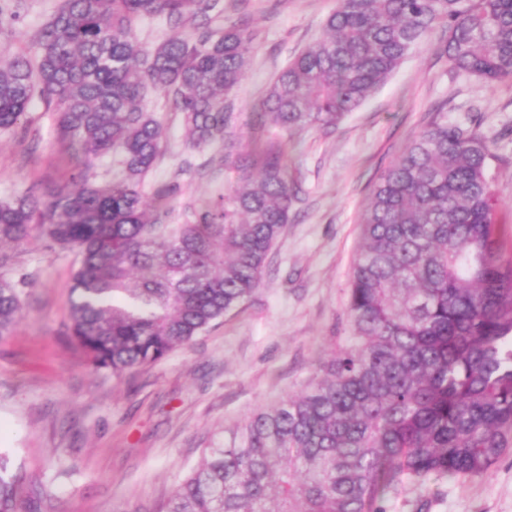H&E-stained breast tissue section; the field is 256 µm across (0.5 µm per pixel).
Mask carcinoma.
<instances>
[{
	"instance_id": "carcinoma-1",
	"label": "carcinoma",
	"mask_w": 512,
	"mask_h": 512,
	"mask_svg": "<svg viewBox=\"0 0 512 512\" xmlns=\"http://www.w3.org/2000/svg\"><path fill=\"white\" fill-rule=\"evenodd\" d=\"M221 0H63L37 51H0V132L40 97L90 157L119 156L122 176L78 175L43 200L0 203L3 245L33 233L75 250L72 336L83 361L116 376L188 345L260 287L297 190L288 140L359 107L437 28L448 65L486 86L512 80V0H336L323 37L292 59L253 106L238 181L192 224H161L167 189L146 176L165 128L148 91L170 101L194 147L227 143V101L254 32L184 31ZM173 29L148 48L141 24ZM493 152L443 115L374 184L360 215L349 289L353 344L300 395L251 416L155 512H383L379 503L431 479L486 476L512 451V257L491 189ZM25 280L0 274V335ZM0 458V512H32Z\"/></svg>"
}]
</instances>
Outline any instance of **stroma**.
Listing matches in <instances>:
<instances>
[{
    "label": "stroma",
    "mask_w": 512,
    "mask_h": 512,
    "mask_svg": "<svg viewBox=\"0 0 512 512\" xmlns=\"http://www.w3.org/2000/svg\"><path fill=\"white\" fill-rule=\"evenodd\" d=\"M62 0H20L0 20V49L34 53V36ZM213 29L245 20L255 33L250 67L231 110L235 145L189 146L181 115L162 93L146 103L166 130L147 177L171 192L163 224L193 223L236 178L232 158L251 136L248 116L275 75L324 32L336 0H223ZM435 30L358 109L331 129L294 138L293 218L275 242L261 287L188 346L115 376L88 367L70 338L74 251L40 238L16 251L9 271L30 280L20 318L0 337V455L9 458L38 512H152L254 413L305 391L350 334L348 296L373 184L437 115L491 144L492 191L512 247V82L492 86L452 70ZM100 184L120 177L115 155L84 167L34 99L25 123L0 134V200L48 198L81 170ZM384 512H512V453L480 479L431 481L389 495Z\"/></svg>",
    "instance_id": "1"
}]
</instances>
